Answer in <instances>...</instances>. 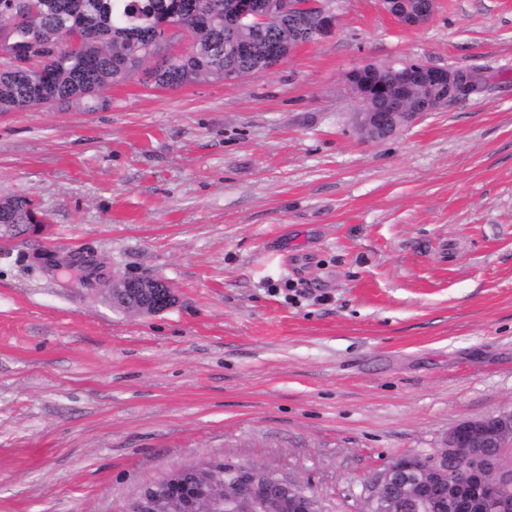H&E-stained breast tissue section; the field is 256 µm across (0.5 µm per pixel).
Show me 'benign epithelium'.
<instances>
[{"label":"benign epithelium","instance_id":"benign-epithelium-1","mask_svg":"<svg viewBox=\"0 0 512 512\" xmlns=\"http://www.w3.org/2000/svg\"><path fill=\"white\" fill-rule=\"evenodd\" d=\"M387 14L407 27L425 24L433 15L436 0H382ZM288 8L291 22L282 38H316L334 27L331 11L315 2L290 0H234L230 5L234 26L260 31L274 8ZM360 106V129L372 140H383L431 112H438L462 98L477 94L487 85L483 71L474 68H442L422 61L365 63L346 75ZM58 268L95 278L104 294L116 296L123 289L155 288L147 313H161L176 302L172 288L152 275L114 277L101 270L97 259L81 253L63 257L32 256ZM467 448H512V411L458 422L448 430L445 444L428 454L408 453L390 461L375 477L367 512H447L453 499L458 512H512V490L499 486L503 459L484 456L465 466ZM190 471L202 485L220 473L229 492L224 501L210 504L208 512H324L322 499L303 481L265 466L232 460L201 459L162 476L146 487L126 512H156L159 489L166 488L181 505L180 512H202L198 490L187 486L183 472Z\"/></svg>","mask_w":512,"mask_h":512}]
</instances>
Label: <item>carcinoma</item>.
Listing matches in <instances>:
<instances>
[{"instance_id":"1","label":"carcinoma","mask_w":512,"mask_h":512,"mask_svg":"<svg viewBox=\"0 0 512 512\" xmlns=\"http://www.w3.org/2000/svg\"><path fill=\"white\" fill-rule=\"evenodd\" d=\"M230 0H0V112L39 108L37 94L50 104L75 103L94 112L109 104L113 62L128 64L127 76L145 66L142 36L165 23L193 31L188 52L171 60L154 86L178 88L207 78L237 79L260 72L267 43L280 37L284 19L269 16L247 57L224 53L228 37H239L229 20ZM38 40L43 44L30 67L21 66L9 52V41ZM43 74V87L31 85ZM30 199L0 198V223L18 224L19 231L34 222Z\"/></svg>"}]
</instances>
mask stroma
<instances>
[{"instance_id":"1","label":"stroma","mask_w":512,"mask_h":512,"mask_svg":"<svg viewBox=\"0 0 512 512\" xmlns=\"http://www.w3.org/2000/svg\"><path fill=\"white\" fill-rule=\"evenodd\" d=\"M328 7L331 32L238 80L0 112V197L46 218L0 239V512H125L203 457L365 512L392 459L512 409V0L417 28ZM395 60L489 82L370 141L345 75ZM38 250L177 302L113 306ZM91 258L92 263L80 252L71 253L63 257L53 256L45 258L41 254H34L32 256V260L35 263L43 261L54 268L75 271L80 275L81 279L94 276L97 288L102 293L113 296V299L122 289L156 288L157 293L154 300L142 313H161L170 309L175 304V294L164 280L152 275L111 277L101 270L103 266L97 262V259Z\"/></svg>"}]
</instances>
